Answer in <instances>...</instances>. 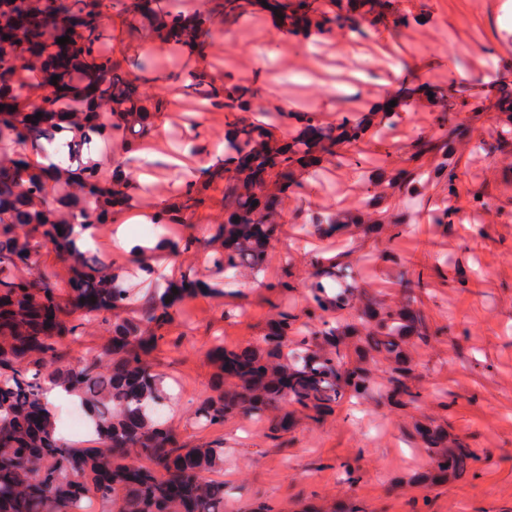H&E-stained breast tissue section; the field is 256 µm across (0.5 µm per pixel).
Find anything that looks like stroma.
<instances>
[{
	"instance_id": "1",
	"label": "stroma",
	"mask_w": 512,
	"mask_h": 512,
	"mask_svg": "<svg viewBox=\"0 0 512 512\" xmlns=\"http://www.w3.org/2000/svg\"><path fill=\"white\" fill-rule=\"evenodd\" d=\"M376 15L368 37L344 54L328 35L281 41L269 15L259 10L231 27L217 25L200 54L182 46L145 54V35L132 32L136 18L116 9L108 22L107 52L124 61L146 60L140 79L163 72L178 80L152 91L163 104L156 134L106 138L97 156L103 162L126 159V144L152 149L149 172L170 185L179 184L181 174L166 163L169 153H179L186 168H202L210 200L181 225L184 237L202 240L208 225L224 221V183L215 177L220 167H204L194 143L223 138L235 116L195 111L196 97L180 77L204 62L210 77L264 91V67H238L239 43H251L268 59L311 55V70L288 72L290 109L318 113L321 123L358 116L384 88L427 84L442 92L445 112L466 130L456 141L462 172L452 201L456 224H432L430 201L440 196L435 189L427 201L380 199L379 210L402 222L399 237L384 226L353 224L332 237L303 238L296 206L347 214L368 203L356 170L329 154L317 174L293 175L312 192L300 201L285 196L278 237L259 277H230L223 295L199 294L178 306L168 345L149 360L177 401L166 413L169 425L189 443L224 446V468L212 474L224 483V512H252L259 505L271 512H337L342 506L350 512H512V221L495 215L499 208L512 211V140L502 141L495 127L501 90L512 87V0H383ZM373 58L378 85L337 105L333 89L355 83L357 62ZM396 58L403 67L399 75L393 72ZM436 119V112L409 101L395 126L369 131L358 145L364 168L376 173L430 165L431 156L417 153V138L435 128ZM475 191L492 197L494 211L471 212ZM320 252L350 263L362 294L375 299L399 298L400 275H428L431 286L419 306L434 336L429 344L406 347L410 383L420 400L402 409L385 402L345 404L320 423L298 421L276 439L242 416L198 428L192 412L216 380L209 358L215 335L229 348L260 345L282 302L304 305L302 292L284 299L270 283L286 267L307 274ZM429 425L443 427L449 444L462 441L476 451L470 471L438 477L433 454L416 437L418 428Z\"/></svg>"
}]
</instances>
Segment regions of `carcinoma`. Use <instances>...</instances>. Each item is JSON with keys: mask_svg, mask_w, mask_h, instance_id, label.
I'll return each mask as SVG.
<instances>
[{"mask_svg": "<svg viewBox=\"0 0 512 512\" xmlns=\"http://www.w3.org/2000/svg\"><path fill=\"white\" fill-rule=\"evenodd\" d=\"M39 7L46 24L65 16L77 32L65 52L77 59L78 70L68 78L77 86L76 101H60L47 92L25 99L18 89L0 86L1 96H15L19 107L0 112V142L16 146L15 157L0 164V512H85L83 500L93 489L100 512H224V482L209 474L224 468V446H198L183 441L161 410L169 406L163 376L145 356L166 342L177 304L200 293H218L224 282L189 276L141 305V317L125 315L133 303L123 273L109 272L102 260L80 243L76 228L98 229L112 217L111 202L126 193L124 169L103 182L93 164L53 162L46 142L55 140L81 152L83 145L112 133L139 128L151 133L160 103L133 88L137 74L103 47L110 0H0V73H11L29 62L42 73L57 74L56 62L40 59L45 27L28 19ZM242 14L240 0H215L211 15L188 19L171 13L152 19L151 35L169 44L199 43L217 20ZM189 89L220 110L250 112L255 94L241 86H216L201 66L188 75ZM43 114L42 126L28 113ZM277 116L303 131L322 130L314 112H279ZM446 150L429 169L411 175L392 174L389 188L418 197L439 187L452 198L459 192V161L454 138L448 135L446 114L438 118ZM366 128L348 117L337 122L328 150L354 146ZM228 165L224 175V223L210 227L208 262L215 275H256L265 252L278 236L281 195L289 176L313 172L321 156L304 142L276 138L265 124L234 122L224 134ZM37 153L46 163L30 162ZM208 183L185 185L180 200L155 207L154 224H181L205 205ZM456 210L447 202L433 211L435 223H455ZM335 212L307 214L308 232L321 237L336 233ZM196 237L157 238L156 247L172 255L185 253ZM43 248L53 249L72 271L62 288L53 274L38 264ZM312 272L302 281L306 304L287 308L272 321L264 346L228 349L216 345L211 358L217 375L212 394L195 410L203 426L224 425L242 415L264 421L280 435L302 418L316 424L349 395L378 394L403 408L418 393L408 384L411 369L400 363L410 336L421 344L432 339L425 316L414 307L428 287L419 273L400 278L403 302L362 301L354 271L331 259L315 256ZM26 267L30 276L19 275ZM273 288L286 296L296 288L294 273L285 268ZM177 292H172V289ZM90 325L109 334L96 353L74 362L64 348L84 336ZM359 337L367 354H383L392 364L386 382L365 366L348 360L347 341ZM55 385L79 397L91 429L93 446L56 437V419L45 402ZM475 459L471 448L448 449L443 464L467 471Z\"/></svg>", "mask_w": 512, "mask_h": 512, "instance_id": "carcinoma-1", "label": "carcinoma"}]
</instances>
